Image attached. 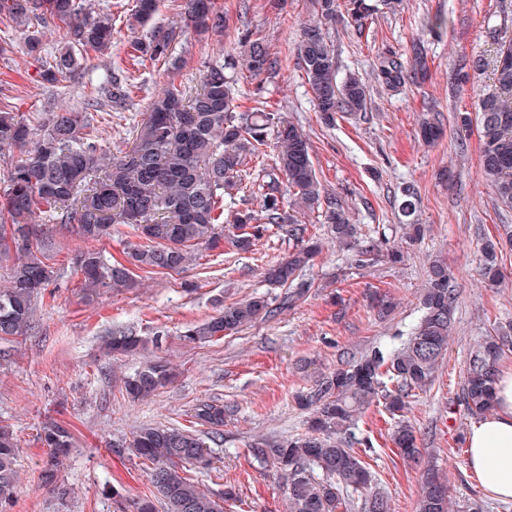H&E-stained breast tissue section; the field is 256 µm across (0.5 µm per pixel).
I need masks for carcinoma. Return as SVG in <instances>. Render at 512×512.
<instances>
[{"label": "carcinoma", "mask_w": 512, "mask_h": 512, "mask_svg": "<svg viewBox=\"0 0 512 512\" xmlns=\"http://www.w3.org/2000/svg\"><path fill=\"white\" fill-rule=\"evenodd\" d=\"M86 2L0 0V19L22 30L31 54L41 53L42 29L48 24L65 28L64 48L39 74L44 81L71 77L89 53L102 52L112 43V13L95 14ZM401 5L402 0H315L317 20L302 29L298 64L324 120L364 112L369 101L361 79L339 76L328 27L343 19L360 29L370 19L397 13ZM157 7L158 0H134L128 26H146ZM182 7L185 27L198 35L225 26L215 0H183ZM173 41L169 30H148L132 41L133 58L140 63L170 59ZM240 67L255 79L277 71L264 38L248 30L240 34L234 53L204 66L200 89L192 91L169 80L146 117L130 131L131 145L118 158L102 152L94 121L100 111L130 107L135 77L127 69L104 71L98 76L96 97L82 109L48 113L38 133L12 113L0 111V151L18 150L0 191V257L16 254L8 280L0 286V340L25 336L32 329L35 301L54 281L46 253L54 247L58 224L72 225L86 241L112 237L118 224L132 228L138 238L124 241L122 261L95 250L73 256L81 287L92 293L135 287L136 269L178 272L192 261L191 249L199 244L216 247L225 239L245 251L274 229L286 233L293 249L288 258L267 268L265 276L273 284L292 283L316 254L309 244V224L298 218L300 213L315 214L319 223L328 225L336 247L351 252L357 266L379 261V244L359 237L338 199L322 190L303 131L280 112L242 108L234 78ZM373 71L374 80L389 91L425 77L424 42L414 41L405 57L391 51L378 55ZM494 76V92L478 99L481 166L498 202L512 209V45L497 50ZM249 159L257 161L251 172L245 169ZM227 198H257L260 210L236 211L226 236L218 226L224 223ZM400 207L406 216L415 212L413 186L401 189ZM43 215L48 223H37ZM499 245L493 240L482 243L483 275L489 282L501 276ZM453 282L447 262L433 261L420 298L421 315L407 336L396 345L369 348L300 392L298 404L309 413L306 433L286 439L261 437L249 445V463L286 490L288 512H391L388 496L372 485L367 459L373 443L360 422L378 403L398 417L392 434L398 453L409 459L419 455L416 431L403 412L410 398L431 385L448 351L458 304ZM271 313L264 296L234 302L190 328L186 339L210 342ZM150 343L156 346L159 339L149 340L125 327L111 328L102 336L108 356H134ZM509 352L512 320L472 350L457 396L471 418L481 419L494 410L501 361ZM171 378L169 364L158 358L124 376L123 388L129 399L144 400ZM232 413L217 400H203L192 418L206 430L142 425L130 439L116 444L150 464L152 487L149 495L117 500L121 512H157L159 502L165 512H226L225 502L238 499L236 492H209L188 472L192 466H211L207 442H221L224 421ZM39 440L46 448L42 481L63 495L59 466L73 447V434L52 421L43 426ZM18 451L13 432L0 427V512H8L16 498ZM417 512H483V505L476 499L452 500L448 481L429 468L422 477Z\"/></svg>", "instance_id": "obj_1"}]
</instances>
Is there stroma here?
Returning a JSON list of instances; mask_svg holds the SVG:
<instances>
[{
  "label": "stroma",
  "instance_id": "stroma-1",
  "mask_svg": "<svg viewBox=\"0 0 512 512\" xmlns=\"http://www.w3.org/2000/svg\"><path fill=\"white\" fill-rule=\"evenodd\" d=\"M133 0H89L92 11L111 9L116 19L112 47L91 54L75 77L40 81L43 61L28 52L19 31L0 50V110L38 128L46 112L76 108L94 95L89 74L127 63L133 33L126 19ZM181 0H159L150 27L174 31L179 69L147 63L138 78L130 111L99 113L104 150L119 155L129 147L131 126L168 80L197 87L205 63L230 51L242 30L264 37L279 68L275 77L256 83L238 76L242 97H259L286 114L308 136L317 176L337 196L363 236L381 248H400L404 260L356 266L349 253L330 242L328 228L312 224L321 252L300 278L303 297L289 303L288 291L270 286L263 271L288 254V239L275 233L246 252L224 246H197L182 271L139 273V285L87 298L70 256L85 243L61 228L47 258L55 279L38 299L29 335L0 340V426L9 427L21 446L16 468L17 499L11 512H115L113 491L141 494L150 488L141 460L116 445L143 423L188 425L195 405L219 399L234 409L224 423V439L213 448L210 468L195 471L211 492L232 489L237 500L228 512H284L286 493L273 479L249 465L245 453L259 437L304 433L307 414L295 395L315 376L332 371L376 344L390 342L419 315V293L427 267L447 258L459 303L453 335L431 388L410 401L408 420L419 432V462L403 459L390 441L389 413L370 407L364 428L373 442L370 468L389 496L392 512H415L425 468L439 469L456 499H480L486 512H512V503L487 498L467 465L465 439L473 421L453 398L463 380L473 347L497 323L512 320V244L499 251L505 283L488 287L478 274L479 247L512 225V210L499 208L480 168L477 98L494 88L492 59L499 45L512 42V0H404L397 14L375 19L363 30L343 24L331 31L340 72H354L370 85L365 115L325 123L297 63L300 29L314 17L312 0H217L227 18L222 32L205 38L185 32ZM443 15L448 28L426 35L427 19ZM423 38L428 54L426 79L400 92L375 84L373 63L379 52L409 53ZM439 115L442 135L433 145L420 136L424 114ZM417 192L414 220L425 228L422 240L406 242L399 209L400 190ZM391 298L394 308L378 316L372 293ZM255 294L267 295L275 314L242 331L206 343L185 340L193 324L224 305ZM123 325L140 335H161L155 356L171 362L178 376L142 402H130L121 377L141 363L137 357L105 358L100 338ZM70 425L75 446L60 467L62 492L42 482L45 450L38 436L46 422Z\"/></svg>",
  "mask_w": 512,
  "mask_h": 512
}]
</instances>
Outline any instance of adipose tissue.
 <instances>
[{
  "label": "adipose tissue",
  "instance_id": "obj_1",
  "mask_svg": "<svg viewBox=\"0 0 512 512\" xmlns=\"http://www.w3.org/2000/svg\"><path fill=\"white\" fill-rule=\"evenodd\" d=\"M496 392V412L467 434V464L487 495L512 501V374L500 377Z\"/></svg>",
  "mask_w": 512,
  "mask_h": 512
}]
</instances>
